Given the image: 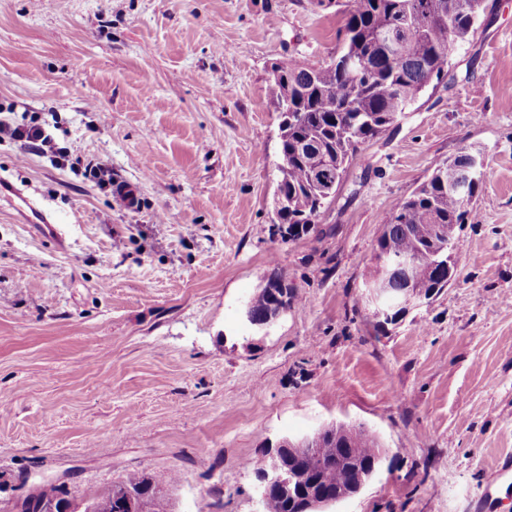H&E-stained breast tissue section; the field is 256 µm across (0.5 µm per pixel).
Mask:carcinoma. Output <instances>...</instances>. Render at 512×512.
Masks as SVG:
<instances>
[{
  "mask_svg": "<svg viewBox=\"0 0 512 512\" xmlns=\"http://www.w3.org/2000/svg\"><path fill=\"white\" fill-rule=\"evenodd\" d=\"M484 0H343L340 47L328 64L291 57L274 65L268 95L276 105L288 101V115L280 124V161L276 192L286 207L275 212L281 236L293 240L308 234L321 210L336 197L348 165L359 147L391 132L418 98L441 81L451 51L474 33ZM389 33L400 41L397 56L385 43ZM467 180V155L458 153L434 167L429 178L406 197L386 220L375 252L409 254L421 269L407 279L399 271L387 274V286L428 299L458 277L454 252L457 230L468 220L470 205L482 181L468 185V197L454 190ZM295 295L273 280L246 302L244 315L252 325L288 310ZM342 426L321 433V447L340 448L361 468H378L381 443L362 429L347 441ZM287 465L304 476L288 493L279 487L267 492L265 512H302L306 489L316 484L334 496L357 482L359 471L313 452L288 457ZM134 498L142 512H165L162 495L144 472L128 474L111 489L82 500L83 512H116V499ZM75 502L64 486L50 485L39 494L31 512H65Z\"/></svg>",
  "mask_w": 512,
  "mask_h": 512,
  "instance_id": "1",
  "label": "carcinoma"
}]
</instances>
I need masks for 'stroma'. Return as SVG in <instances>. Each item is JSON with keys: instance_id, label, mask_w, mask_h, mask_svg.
Returning <instances> with one entry per match:
<instances>
[{"instance_id": "1", "label": "stroma", "mask_w": 512, "mask_h": 512, "mask_svg": "<svg viewBox=\"0 0 512 512\" xmlns=\"http://www.w3.org/2000/svg\"><path fill=\"white\" fill-rule=\"evenodd\" d=\"M340 24L318 0H0V114L70 151L61 166L0 141V178L66 244L0 201V512L141 470L170 512H255L249 462L340 423L383 455L330 512H473L512 454V0H486L444 80L285 241L271 66L329 62ZM465 146L487 176L459 277L378 325L364 282L383 221ZM99 161L136 207L83 177ZM272 280L296 301L249 326ZM0 198L9 201L22 215L23 222L28 224L29 230L41 240L55 247L63 245V233L58 224H51L43 211L35 207L21 191L11 183L0 181ZM512 478L511 456L502 458L495 468L489 470L484 478L482 487L483 491L475 502V509L481 510L484 501L492 496L493 491L502 484L506 479Z\"/></svg>"}]
</instances>
